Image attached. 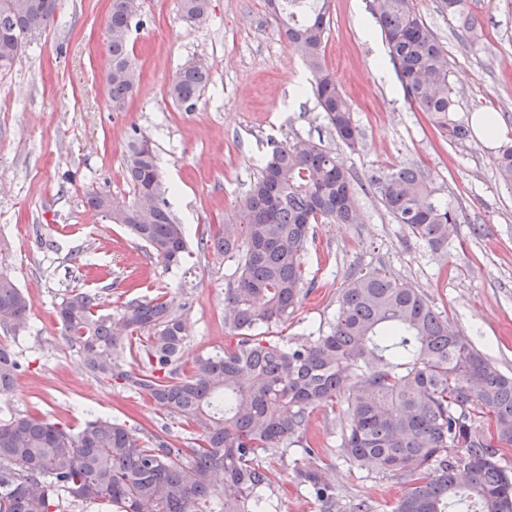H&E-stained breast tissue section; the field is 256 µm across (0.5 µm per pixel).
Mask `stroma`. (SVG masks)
I'll use <instances>...</instances> for the list:
<instances>
[{
  "label": "stroma",
  "mask_w": 512,
  "mask_h": 512,
  "mask_svg": "<svg viewBox=\"0 0 512 512\" xmlns=\"http://www.w3.org/2000/svg\"><path fill=\"white\" fill-rule=\"evenodd\" d=\"M111 0H60L54 22L32 36L11 70L0 72V276L29 295L24 330L0 329L23 371L15 392L0 396V419L37 414L71 429L90 414L147 430L166 424L183 446L180 427L146 396L89 374L62 340L56 305L74 289L99 291L120 305L168 293L192 311L183 362L223 347L224 293L231 264L200 252L167 267L148 257L121 224L89 208L92 191L117 206L134 200L125 172L128 144L146 136L172 192L169 209L190 229L188 241L224 223L256 179L273 142L294 137L332 147L356 179L392 165H421L456 208L447 244L432 249L386 212L373 190L359 191L360 221L319 224L304 256L316 286L273 336L317 332L336 309L354 267H385L418 288L497 367L512 375V185L497 174L501 142H512V0H481L474 12L479 42L461 36L441 0H414L448 60L459 118L491 112L504 141L472 135L465 144L441 137L426 113L405 100L368 0H330L323 65L347 99L360 131L348 148L328 126L311 90V75L284 39L267 0H209L206 19L186 21L180 0H142L141 23L130 35L141 73L133 96L114 108L105 73ZM203 61L211 79L193 109L169 89L185 63ZM346 427L340 411L315 409L309 418L314 464L336 488V512H392L406 483L361 466L340 451ZM297 447L262 457L278 482L272 512H322L297 486Z\"/></svg>",
  "instance_id": "1"
}]
</instances>
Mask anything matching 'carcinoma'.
Returning a JSON list of instances; mask_svg holds the SVG:
<instances>
[{"instance_id": "1", "label": "carcinoma", "mask_w": 512, "mask_h": 512, "mask_svg": "<svg viewBox=\"0 0 512 512\" xmlns=\"http://www.w3.org/2000/svg\"><path fill=\"white\" fill-rule=\"evenodd\" d=\"M276 13L288 43L299 49L331 131L347 147L360 132L350 106L322 63L328 0H296ZM472 0H442L461 33L479 37ZM195 22L209 0H180ZM58 0H0V70L23 52L32 27L53 22ZM406 100L428 113L452 143L469 140L456 118L447 59L413 0H369ZM134 16L112 0L106 84L122 107L138 79L129 51ZM209 71L184 65L170 87L193 107ZM138 137L129 145L126 176L135 198L112 210L165 265L187 253L186 230L172 217L154 149ZM501 179L512 184V144L498 149ZM370 184L385 210L434 249L447 241L458 214L415 165L380 169ZM354 179L320 142L294 138L273 144L231 218L199 239V251L235 266L226 288L224 328L233 342L215 355L180 364L190 305L165 293L121 303L113 311L92 291L63 296L60 335L86 370L114 386L143 393L196 431L191 448L175 446L165 429L145 438L124 422L97 415L74 432L45 418L18 415L0 422V512H60V499L101 503L117 512H267L274 471L263 455L301 447L294 479L334 512L336 488L311 463L309 416L340 408L347 429L342 452L408 483L393 512H512V471L500 464L512 448V376L503 373L455 330L416 288L385 267L358 268L336 300V313L313 336L289 340L256 333L284 324L307 295L303 256L315 224H355ZM31 299L0 279V326L26 327ZM22 367L0 346V392L10 391Z\"/></svg>"}]
</instances>
